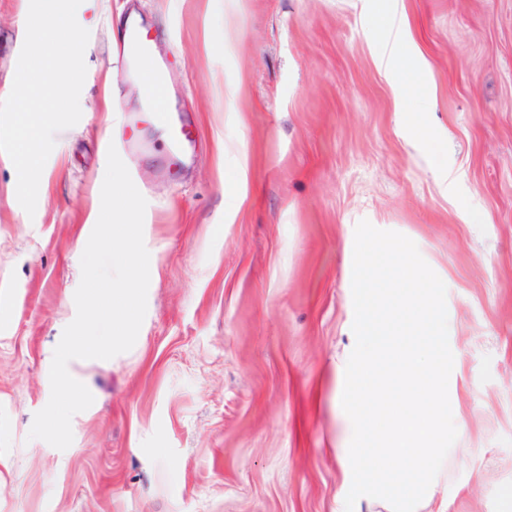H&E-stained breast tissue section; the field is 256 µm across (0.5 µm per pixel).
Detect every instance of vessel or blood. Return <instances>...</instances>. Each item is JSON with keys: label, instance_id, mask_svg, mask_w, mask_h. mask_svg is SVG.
I'll use <instances>...</instances> for the list:
<instances>
[{"label": "vessel or blood", "instance_id": "1", "mask_svg": "<svg viewBox=\"0 0 512 512\" xmlns=\"http://www.w3.org/2000/svg\"><path fill=\"white\" fill-rule=\"evenodd\" d=\"M154 36L148 27L129 25L122 39L116 43L119 63L135 62L146 66L151 95L146 107L151 112L156 126L167 138L169 155L173 162H180L189 149L197 143L195 128L191 121L172 106V94L163 70L153 66Z\"/></svg>", "mask_w": 512, "mask_h": 512}]
</instances>
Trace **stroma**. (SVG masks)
<instances>
[{"label": "stroma", "instance_id": "obj_1", "mask_svg": "<svg viewBox=\"0 0 512 512\" xmlns=\"http://www.w3.org/2000/svg\"><path fill=\"white\" fill-rule=\"evenodd\" d=\"M136 7L201 140L171 164L109 29ZM428 58L422 117L378 72L373 0H96L80 121L57 133L34 215L0 152V512H333L354 348V231L415 242L447 288L457 440L448 512L512 485V0H404ZM25 0H0L11 89ZM426 135H419V124ZM147 201V312L133 348L80 366L97 406L59 450L29 439L74 319L105 144ZM454 180L441 189L436 171Z\"/></svg>", "mask_w": 512, "mask_h": 512}]
</instances>
